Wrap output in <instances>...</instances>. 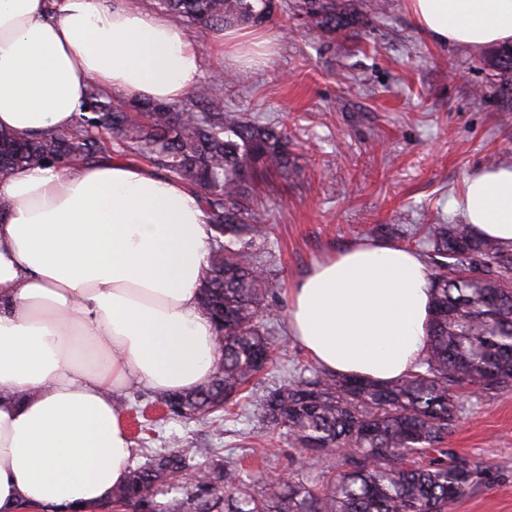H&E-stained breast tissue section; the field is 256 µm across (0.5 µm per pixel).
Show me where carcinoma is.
I'll return each mask as SVG.
<instances>
[{
  "instance_id": "obj_1",
  "label": "carcinoma",
  "mask_w": 512,
  "mask_h": 512,
  "mask_svg": "<svg viewBox=\"0 0 512 512\" xmlns=\"http://www.w3.org/2000/svg\"><path fill=\"white\" fill-rule=\"evenodd\" d=\"M184 25L262 26L277 0H153ZM309 30L354 33L371 17L358 0H295ZM512 108V45L480 59ZM224 72L214 71L174 103L130 101L88 86L72 129L22 137L0 129V179L28 166L67 170L73 161L114 154L154 167L192 190L211 230L199 308L224 332L209 378L160 396L169 417L222 421L275 359L264 325L274 288L264 242L272 225L261 209L268 176L291 169L288 137L269 122L224 111ZM408 244L429 259L433 290L428 349L419 370L391 382L309 369L256 400L264 420L288 431L311 467L285 482L264 470L229 468L213 448H158L112 490L100 512L135 500L141 512H448L482 485L485 463L447 446L462 412V390L512 383V247L477 237L468 224H422ZM342 470L318 485L327 460ZM266 491L256 495L254 482ZM175 493L158 508L154 491Z\"/></svg>"
}]
</instances>
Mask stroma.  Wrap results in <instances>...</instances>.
<instances>
[{
	"label": "stroma",
	"mask_w": 512,
	"mask_h": 512,
	"mask_svg": "<svg viewBox=\"0 0 512 512\" xmlns=\"http://www.w3.org/2000/svg\"><path fill=\"white\" fill-rule=\"evenodd\" d=\"M362 2L376 19L352 36L265 25L271 53L249 65L214 54L221 29L189 33L204 53V72L220 65L238 76L224 86L225 110L283 128L295 161L288 175L273 178L264 202L275 226L267 248L277 286L265 325L279 363L258 375L257 395L313 365L288 334V290L315 260L358 239L402 245L415 225L462 223L452 202L465 177L494 161L512 164V112L498 95L475 96V86L490 83L476 67L477 52L428 39L405 0ZM154 397L141 385L119 397L128 410L145 409L148 419L132 444L133 464L177 442L218 449L232 467L249 449L275 448L269 473L297 472L287 430L267 426L256 408L214 424L159 416L149 406ZM448 445L488 466L482 485L451 512H512V386L466 396Z\"/></svg>",
	"instance_id": "35a3bbf8"
}]
</instances>
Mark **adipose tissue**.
I'll use <instances>...</instances> for the list:
<instances>
[{"label":"adipose tissue","mask_w":512,"mask_h":512,"mask_svg":"<svg viewBox=\"0 0 512 512\" xmlns=\"http://www.w3.org/2000/svg\"><path fill=\"white\" fill-rule=\"evenodd\" d=\"M430 40L512 43V0H406ZM203 55L183 26L113 0H0V129L73 127L88 84L174 102ZM474 233L512 245V164L469 173L455 203ZM210 230L195 193L115 159L0 179V512H69L122 483L134 385L205 381L216 334L198 306ZM428 269L412 248L365 239L288 290L290 336L323 369L392 381L426 353Z\"/></svg>","instance_id":"adipose-tissue-1"}]
</instances>
